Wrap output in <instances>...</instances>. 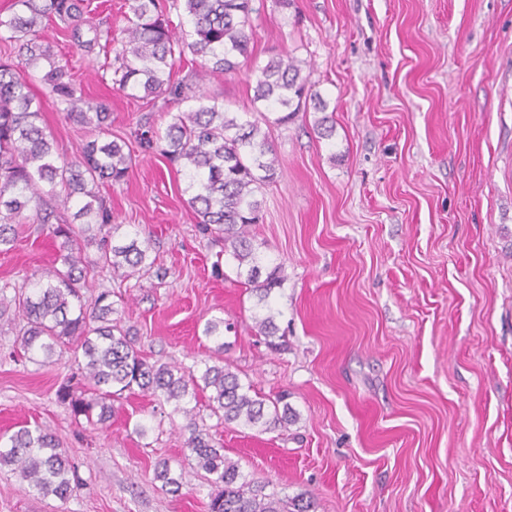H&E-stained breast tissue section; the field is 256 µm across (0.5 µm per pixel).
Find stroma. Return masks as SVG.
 I'll list each match as a JSON object with an SVG mask.
<instances>
[{"label":"stroma","mask_w":512,"mask_h":512,"mask_svg":"<svg viewBox=\"0 0 512 512\" xmlns=\"http://www.w3.org/2000/svg\"><path fill=\"white\" fill-rule=\"evenodd\" d=\"M254 39L237 71L198 79L199 61L173 72L187 93L226 110L253 108L259 67L288 53L328 103L271 130L280 159L251 233L286 280L270 306L281 337L255 333L256 299L200 229L185 181L153 145L163 113L118 90L104 55L40 40L69 59L83 95L108 102L110 130L131 149L121 183L100 186L118 237L150 239L155 271L107 273L114 317L148 361L202 371L220 363L262 396L288 392L298 418L261 432L227 424L198 394L192 419L135 392L112 419L76 422L56 391L78 371L71 350L22 357L0 312V434L40 426L77 469L68 501L41 496L0 466V512H209V476L186 447L187 422L237 461L247 479L315 512H512V0H254ZM33 87L41 124L67 152L83 134ZM59 248L25 224L0 253V288L27 286L58 264ZM230 323L223 346L207 320ZM147 427L146 435L135 431ZM168 459L182 490L153 478Z\"/></svg>","instance_id":"1"}]
</instances>
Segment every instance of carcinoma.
Returning a JSON list of instances; mask_svg holds the SVG:
<instances>
[{"instance_id": "1", "label": "carcinoma", "mask_w": 512, "mask_h": 512, "mask_svg": "<svg viewBox=\"0 0 512 512\" xmlns=\"http://www.w3.org/2000/svg\"><path fill=\"white\" fill-rule=\"evenodd\" d=\"M252 2L170 0L163 5L159 0H129L132 17L122 30L125 42L113 76L131 97L150 103L163 100L168 124L157 136L160 155L180 166L189 207L201 229L218 236L236 275L245 277L257 304L266 310L257 317L256 327L271 339L278 327L268 300L286 276L283 265H265L251 234L262 210L258 194L276 181L279 166L271 136L262 126L286 125L310 107L324 112L328 103L286 53L260 68L254 88L260 118L254 120L227 111L203 92L189 96L172 81L176 63L187 52L201 58V78L235 71L238 58L250 53ZM10 8L11 16L0 18V42L16 45L18 54L0 57V253L12 249L21 224H43L59 240L62 262L60 268L43 270L31 291H17L11 298L26 321L19 330L24 351L46 357L61 347L73 351L81 360L76 380L95 396L77 395L69 381L58 387L56 396L74 417H84L91 426L110 421L113 396L136 389L189 419L187 448L197 465L213 476L210 512H287L283 499L247 479L224 457L223 449L196 429L194 408L187 404L208 389V406L219 419L267 431L295 422L288 395L267 399L222 365H207L198 375L176 365L151 363L134 347L129 331L112 319V290L98 292L90 304L84 301L85 290L101 273L124 268L128 278L150 271L155 261L149 260V239H114L112 210L98 194L100 185L124 180L132 164L124 145L100 140L111 126L107 106L83 97L69 63L39 43V31L52 21L91 54L97 49L107 52L115 41L112 28L103 29L84 17L85 0H12ZM172 10L186 16L187 37L176 36ZM43 64L47 70L42 80L59 110L88 129V137L71 156L59 152L40 125V103L26 74ZM184 103L187 108L182 110ZM78 198L85 202L73 212L71 203ZM88 245L97 249L93 261L84 257ZM203 335L215 340L217 352L224 351V319L208 320ZM0 464L13 467L43 496L66 500L78 489V477L59 441L40 427L21 426L9 436L0 435ZM154 479L174 496L181 491L166 461L157 462Z\"/></svg>"}]
</instances>
